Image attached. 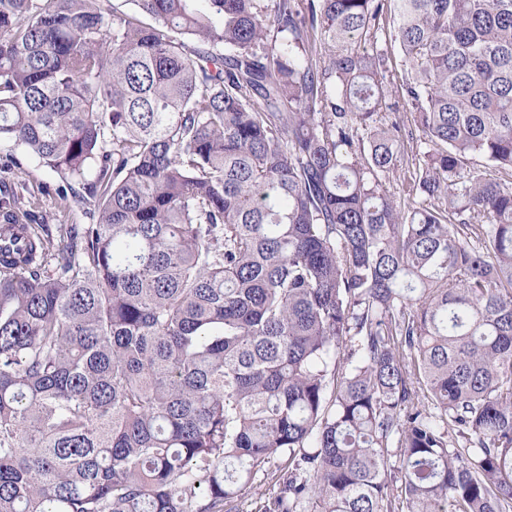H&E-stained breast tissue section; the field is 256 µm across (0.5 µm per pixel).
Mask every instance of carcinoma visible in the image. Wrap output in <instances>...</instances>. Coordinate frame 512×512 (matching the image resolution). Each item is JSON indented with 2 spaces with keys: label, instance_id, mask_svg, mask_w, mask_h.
I'll return each mask as SVG.
<instances>
[{
  "label": "carcinoma",
  "instance_id": "1",
  "mask_svg": "<svg viewBox=\"0 0 512 512\" xmlns=\"http://www.w3.org/2000/svg\"><path fill=\"white\" fill-rule=\"evenodd\" d=\"M109 2L0 0V512H512V0ZM392 30L393 14H391L388 7V10L385 9L384 13L377 19L372 31L373 38L366 42V47L369 50L377 47L383 53L388 79L398 84L407 69V65L399 44L393 40ZM13 159L23 164L26 174L16 172L11 164ZM44 184L50 186L49 192L43 188ZM58 185H63L58 174L23 146L0 142V188L15 187L21 198L16 224H47L45 229L54 238L69 224H89L85 210L72 201L70 193L67 200L56 194ZM280 465V460L271 462L268 475L260 474L259 478L243 491L241 497L224 506L223 512H265L279 490L274 472L278 470L279 473Z\"/></svg>",
  "mask_w": 512,
  "mask_h": 512
}]
</instances>
